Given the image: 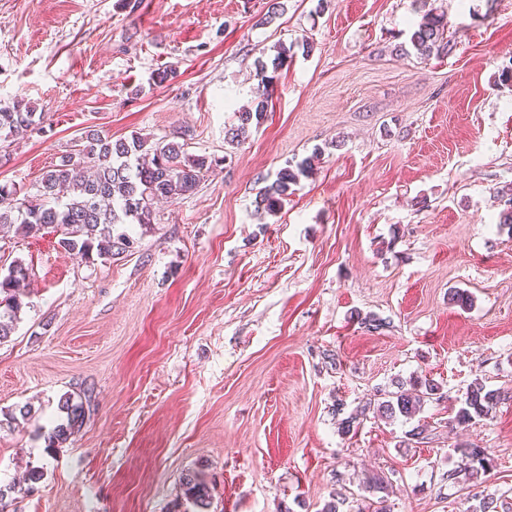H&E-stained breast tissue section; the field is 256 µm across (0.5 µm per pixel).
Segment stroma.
I'll use <instances>...</instances> for the list:
<instances>
[{"label":"stroma","instance_id":"obj_1","mask_svg":"<svg viewBox=\"0 0 512 512\" xmlns=\"http://www.w3.org/2000/svg\"><path fill=\"white\" fill-rule=\"evenodd\" d=\"M453 50L396 56L416 0H0V103L43 112L0 142V184L35 191L87 128L173 139L214 158L194 193L131 224L132 251L85 262L55 233L0 237V275L31 271L0 343L5 512H193L181 480L205 474L210 512H366L383 479L391 512L512 503V0H427ZM290 60L241 145L224 135L260 95L258 62ZM176 65L177 79L158 83ZM312 158L276 214L264 179ZM474 302L461 308L455 290ZM386 319L382 333L362 325ZM440 384L408 423L342 416L396 381ZM483 379L502 399L461 427ZM91 386L61 447L58 400ZM29 408L21 418V408ZM490 473H461L464 446ZM459 452L461 453L462 461L464 459L466 461L464 466L470 470V475L473 478H478V475L480 476L481 474L484 475L493 467V460L484 448L461 447Z\"/></svg>","mask_w":512,"mask_h":512}]
</instances>
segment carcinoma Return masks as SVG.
<instances>
[{"mask_svg": "<svg viewBox=\"0 0 512 512\" xmlns=\"http://www.w3.org/2000/svg\"><path fill=\"white\" fill-rule=\"evenodd\" d=\"M447 27L444 15L426 11L410 36V44L425 57L444 55L452 50L451 42L444 37ZM287 58L286 48L280 46L271 63L260 62L261 82L272 83L268 72H277ZM267 108L268 99L263 98L237 112V123L225 131L227 142L244 141L249 127L261 123ZM42 119V113L35 108L15 101L0 107V132L14 138L33 129ZM82 140L84 145L75 155L44 172L35 193L0 187V231L14 224L23 225L26 233L33 236L50 229L59 236L58 245L80 260L88 262L95 256L108 259L134 248L125 225L152 223L156 200L192 193L212 166L206 156L187 155L184 145L176 141L160 140L149 146L146 140L134 136L114 142L96 129L86 131ZM310 171L306 158L280 169L275 179L258 191L257 210L276 211L294 193L293 186L308 177ZM29 278V268L18 260L0 278V342L14 331L23 298L27 297L23 284ZM440 398L441 387L434 380L411 378L407 384L397 383V390L387 393V399L377 404L376 412L389 420H412L426 401ZM500 399L499 390L489 389L482 379H475L455 414V423L465 427L473 419L487 416ZM58 409L62 413L60 423L46 437L49 452L66 442L85 417L82 397L71 393L60 397ZM459 452L474 478L492 468V459L484 448L461 447ZM182 486L197 512H207L210 490L203 474L185 475Z\"/></svg>", "mask_w": 512, "mask_h": 512, "instance_id": "1", "label": "carcinoma"}]
</instances>
